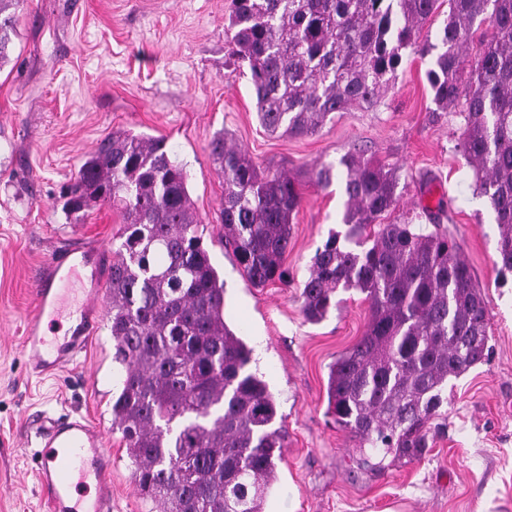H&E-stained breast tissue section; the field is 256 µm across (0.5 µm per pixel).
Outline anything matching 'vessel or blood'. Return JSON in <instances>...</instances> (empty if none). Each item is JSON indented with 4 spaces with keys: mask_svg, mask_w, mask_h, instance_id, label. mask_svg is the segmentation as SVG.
I'll return each mask as SVG.
<instances>
[{
    "mask_svg": "<svg viewBox=\"0 0 512 512\" xmlns=\"http://www.w3.org/2000/svg\"><path fill=\"white\" fill-rule=\"evenodd\" d=\"M102 248L76 242L54 252L40 269L34 310L24 321L22 346L28 370L53 376L75 362L103 319L99 301ZM85 277L84 298L70 315L62 286L76 272ZM32 426L38 440L36 479L50 512H112V456L103 431L83 416L41 415Z\"/></svg>",
    "mask_w": 512,
    "mask_h": 512,
    "instance_id": "b4317fda",
    "label": "vessel or blood"
}]
</instances>
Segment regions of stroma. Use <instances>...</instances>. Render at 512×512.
Segmentation results:
<instances>
[{"label":"stroma","mask_w":512,"mask_h":512,"mask_svg":"<svg viewBox=\"0 0 512 512\" xmlns=\"http://www.w3.org/2000/svg\"><path fill=\"white\" fill-rule=\"evenodd\" d=\"M230 0H18L10 61L0 66V512H48L33 477L27 424L43 413L77 414L99 425L112 454V512H161L137 491L120 433L111 425L117 368L109 322L76 364L32 377L21 351L37 273L55 246L119 243L118 212L63 210L71 183L98 142L115 131L162 136L188 172L204 242L224 279V321L253 351L287 432L278 480L264 512H512V274L494 264L498 226L474 198L472 170L456 151L459 121L435 111L416 55L397 72L383 105L338 113L312 137L270 136L259 126L246 70L227 54ZM227 133L263 169L297 173L302 203L285 255L287 284L253 287L218 242L224 184L211 159ZM398 169L399 203L382 223L418 214L438 199L442 224L489 301L488 358L455 380L441 408L445 429L421 460L375 472L357 440L327 413L329 367L362 336L363 294L338 291L318 324L300 292L317 248L346 232L342 179L312 175L347 152Z\"/></svg>","instance_id":"stroma-1"}]
</instances>
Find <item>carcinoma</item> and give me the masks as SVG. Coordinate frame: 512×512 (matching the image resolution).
Returning <instances> with one entry per match:
<instances>
[{
	"mask_svg": "<svg viewBox=\"0 0 512 512\" xmlns=\"http://www.w3.org/2000/svg\"><path fill=\"white\" fill-rule=\"evenodd\" d=\"M12 4L0 0V64L16 33ZM438 8L439 0H231L225 34L231 58L248 64L270 135L313 136L338 112L377 108L405 51L434 55L426 77L436 111L460 117L455 148L498 225L495 265L512 272V0H448L435 44L424 29ZM211 153L224 181L221 244L253 286L288 284L298 181L260 170L222 133ZM340 165L349 229L316 251L301 311L318 323L339 289L365 294L370 317L330 365L327 412L357 438L362 463L410 464L439 429L448 381L487 356L488 300L447 229L377 223L399 202L398 170L359 153ZM98 203L123 220L108 281L121 373L112 430L137 490L164 512H263L286 435L267 382L250 369L252 350L224 322V281L185 166L165 138L116 131L80 166L64 209Z\"/></svg>",
	"mask_w": 512,
	"mask_h": 512,
	"instance_id": "1",
	"label": "carcinoma"
}]
</instances>
